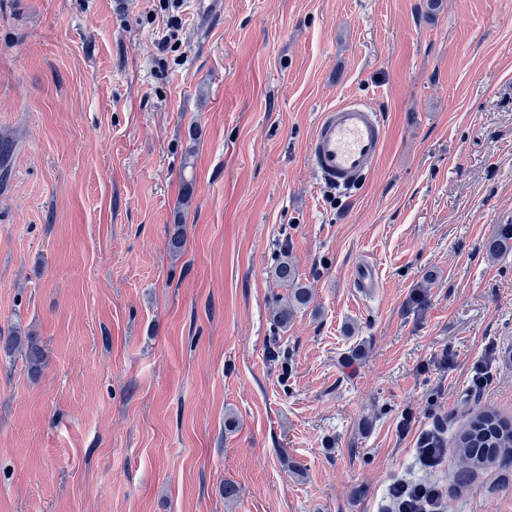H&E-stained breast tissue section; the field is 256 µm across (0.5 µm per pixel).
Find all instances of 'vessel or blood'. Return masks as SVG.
<instances>
[{"label": "vessel or blood", "instance_id": "obj_1", "mask_svg": "<svg viewBox=\"0 0 512 512\" xmlns=\"http://www.w3.org/2000/svg\"><path fill=\"white\" fill-rule=\"evenodd\" d=\"M386 141L380 112L361 100L330 106L321 111L308 150V164L325 185L350 191L363 185ZM353 287L370 295L381 286L373 262L360 261L351 270Z\"/></svg>", "mask_w": 512, "mask_h": 512}]
</instances>
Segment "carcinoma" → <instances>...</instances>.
Instances as JSON below:
<instances>
[{
    "mask_svg": "<svg viewBox=\"0 0 512 512\" xmlns=\"http://www.w3.org/2000/svg\"><path fill=\"white\" fill-rule=\"evenodd\" d=\"M484 248L490 255L512 250V224H502ZM275 275L288 288V296L279 300L276 312L277 323L288 327L295 313L305 308L313 298L312 289L300 283L295 269L283 255L275 267ZM8 352L16 351L24 359L28 374L37 378L46 366V355L42 345L34 336H11L4 344ZM458 455L470 467L477 468L492 464L505 452L512 453V424L506 422L497 412L482 410L468 418L455 436Z\"/></svg>",
    "mask_w": 512,
    "mask_h": 512,
    "instance_id": "cac0c4a2",
    "label": "carcinoma"
}]
</instances>
